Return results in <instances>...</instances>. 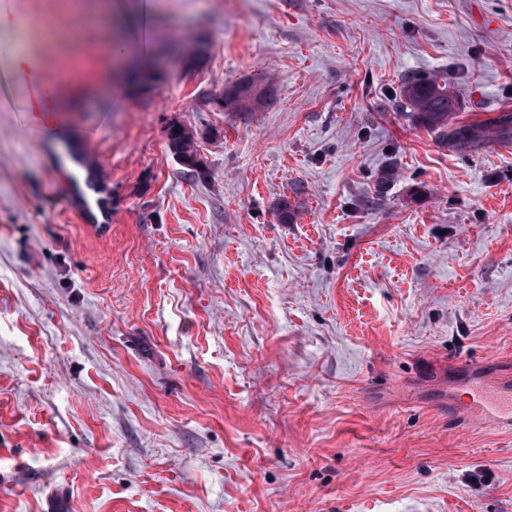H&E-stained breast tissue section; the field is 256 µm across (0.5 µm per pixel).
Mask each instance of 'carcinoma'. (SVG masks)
I'll list each match as a JSON object with an SVG mask.
<instances>
[{"label": "carcinoma", "mask_w": 512, "mask_h": 512, "mask_svg": "<svg viewBox=\"0 0 512 512\" xmlns=\"http://www.w3.org/2000/svg\"><path fill=\"white\" fill-rule=\"evenodd\" d=\"M272 94L271 86L252 80L224 86V102L239 112H250L265 105ZM402 94L411 115L422 127L437 134L452 150L467 154L475 152L490 140L512 144V113L504 114L493 127L480 123L464 124L455 120L460 98L448 94V78L436 74L421 78L407 76L402 81ZM168 149L175 157L197 155L194 133L179 124H172L167 133Z\"/></svg>", "instance_id": "cac0c4a2"}]
</instances>
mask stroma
Segmentation results:
<instances>
[{
    "mask_svg": "<svg viewBox=\"0 0 512 512\" xmlns=\"http://www.w3.org/2000/svg\"><path fill=\"white\" fill-rule=\"evenodd\" d=\"M8 3L46 77L112 94L34 128L0 42V512H512V428L448 406L512 385V146L448 149L402 98L444 74L457 120L512 113V0H152L110 63L72 0ZM244 78L271 103L210 106ZM168 149L176 158L197 155L194 133L179 124H172L167 133ZM71 162L75 168L84 169L87 172V178L84 184L78 183L80 186L84 208L89 213L100 212L103 214L106 209V203L104 201V197L102 196V192L100 191L101 183L103 182L99 181L97 177L94 179V181H88V169L91 166L88 164L82 154H79L76 157L72 156Z\"/></svg>",
    "mask_w": 512,
    "mask_h": 512,
    "instance_id": "35a3bbf8",
    "label": "stroma"
}]
</instances>
